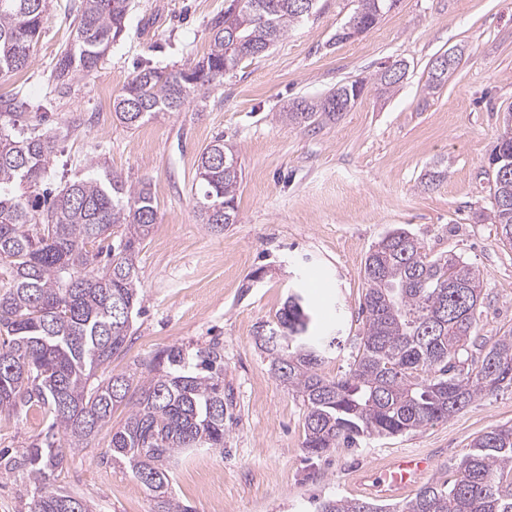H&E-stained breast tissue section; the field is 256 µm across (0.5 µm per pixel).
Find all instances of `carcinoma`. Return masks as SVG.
Returning <instances> with one entry per match:
<instances>
[{
	"label": "carcinoma",
	"instance_id": "carcinoma-1",
	"mask_svg": "<svg viewBox=\"0 0 512 512\" xmlns=\"http://www.w3.org/2000/svg\"><path fill=\"white\" fill-rule=\"evenodd\" d=\"M50 0H0V77L26 68L41 36ZM336 33L369 30L398 0H358ZM314 0H232L210 24L207 54L175 72L139 70L113 102L116 119L133 127L161 112L204 102L224 74L267 51L309 14ZM130 0H81L69 48L58 58L53 92L98 70L124 29ZM340 107L330 95L302 101L282 117L294 124L332 120L364 92L354 82ZM44 105L3 102L13 120L0 124V414L38 409L44 439L17 452L0 449V474L34 486L30 512H92L83 498L51 486L65 449L88 445L127 408L112 431V463L129 467L151 494L156 512H188L173 494L169 465L189 448L224 447V352L213 343L191 356L170 346L149 362L146 376L101 375L130 339L141 304L137 259L157 219L150 184L132 186L104 168L63 186H47L58 141L80 127L64 121L54 132L16 129L17 109ZM512 165V128H503L489 165ZM201 223L214 232L238 222L242 181L238 157L220 135L196 169ZM512 177L494 178L490 220L512 245ZM364 327L348 372L321 371L326 347L305 336L309 317L290 295L277 320L256 332L275 379L305 405L303 448L320 456L365 438L418 431L463 411L479 397L512 389V332L477 336L483 276L456 254L430 256L403 228L388 232L364 267ZM484 350L473 360L471 349ZM320 512H512V426L474 438L450 486L426 484L387 508L359 499H330Z\"/></svg>",
	"mask_w": 512,
	"mask_h": 512
}]
</instances>
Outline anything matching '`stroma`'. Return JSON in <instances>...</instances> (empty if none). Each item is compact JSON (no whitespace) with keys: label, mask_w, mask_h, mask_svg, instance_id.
<instances>
[{"label":"stroma","mask_w":512,"mask_h":512,"mask_svg":"<svg viewBox=\"0 0 512 512\" xmlns=\"http://www.w3.org/2000/svg\"><path fill=\"white\" fill-rule=\"evenodd\" d=\"M229 2L131 0L126 30L98 71L60 97L51 74L79 0H53L30 66L0 80L1 96L50 99L49 127L80 118L59 145L53 182L101 164L129 184L151 185L157 220L139 251L143 301L110 369L144 368L171 345L193 352L220 342L235 421L223 448H198L172 465L174 494L193 512H314L328 499L363 500V475L412 453L432 460L427 482L452 484L476 436L512 426V390L419 431L316 457L302 446L301 398L276 381L254 336L289 294H302L311 334L336 339L323 371L342 376L362 335L366 256L399 227L427 254L454 253L481 271L479 336L512 330V248L483 218L491 206L488 155L503 112L512 110V0H399L373 28L343 42L336 32L358 0H318L315 13L268 51L227 73L206 106L192 101L133 129L102 106V91L118 95L140 68L175 70L206 54L209 23ZM452 48L463 52L458 68L429 91L431 62ZM399 63L407 70L394 92L366 89L336 121L280 118L292 103ZM218 135L238 155L243 180L237 223L213 233L198 217L194 176ZM435 168L445 178L424 186ZM125 417L116 410L54 476L56 488L80 495L94 512H155L131 471L112 464V430ZM46 427L37 410L1 419L0 448H26Z\"/></svg>","instance_id":"1"}]
</instances>
